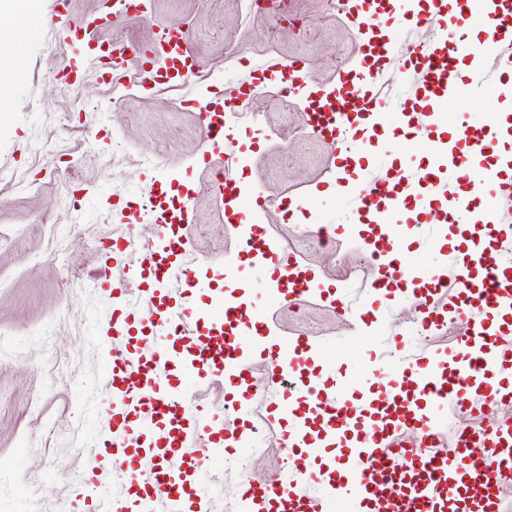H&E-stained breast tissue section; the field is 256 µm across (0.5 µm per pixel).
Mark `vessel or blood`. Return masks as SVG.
Returning a JSON list of instances; mask_svg holds the SVG:
<instances>
[{"label":"vessel or blood","mask_w":512,"mask_h":512,"mask_svg":"<svg viewBox=\"0 0 512 512\" xmlns=\"http://www.w3.org/2000/svg\"><path fill=\"white\" fill-rule=\"evenodd\" d=\"M404 0H353L348 17L361 38L362 59L356 69L340 77L336 85L317 87L305 99L308 126L330 143L341 141L347 127L361 128L376 136L382 123L395 128L411 124V115L401 109L386 113L374 92V84L393 54H400L405 69L421 74L415 91L424 104L423 115L429 125L444 120L442 104L465 97L472 89L495 85L497 96L512 98V80H497L475 65L474 77L461 83L455 62L462 52L478 56V48L467 47L458 36L459 28L480 30L485 42L512 45V0H484L481 10L469 7V0H419L417 23L438 18L449 32L429 46L408 45L396 48L391 28L395 8ZM146 18L143 0H104L95 15L70 20V27L82 34V61L67 58L59 72L67 79L77 78L81 62L107 59L101 72L103 82L117 84L125 77L128 45L102 44L101 30L114 17ZM199 67L188 33L181 29H163L154 46L134 74L141 86L185 84ZM263 83L277 92H294L304 82V67L293 60L265 70ZM202 132L212 151H233L227 135L218 133L224 122V106L210 102L203 106ZM512 128L499 123L471 127L464 132V144L455 139L434 140L429 145L425 180L447 176L454 193L449 204L431 208L438 222L453 214L479 213L492 218L497 197L482 199L461 194L463 184L480 179L496 183L502 168L512 166V156L500 152L503 137ZM211 191L218 207L224 208L229 222L247 224L255 220L261 202L246 197L238 180L228 173L215 172ZM192 193L184 187L179 197L167 192L155 194L150 211L159 226L158 242L140 253L136 274L162 284L158 270L170 266L174 257L186 252L181 230L190 221L186 204ZM414 183L403 166H396L392 181L373 183L361 193L360 213L372 216L377 229L367 242L379 275L377 290L399 288L408 280L396 254L401 241L410 233L407 224L396 223L400 212L415 204ZM455 286L444 277H432L430 283L415 288L418 322L436 331L454 324L458 315H466L463 342L468 357L449 360L446 353L435 354L414 373L390 380L379 394L354 402H331L306 389L300 397L307 407L298 414L291 400L278 398L274 413L292 421L288 443L293 454L313 457L322 448H342L347 462L326 466L324 486L329 491L330 512H501L502 483L506 471H512V420L505 418L489 427H465L455 455L439 451V430L429 416L421 414L418 401L449 403L465 408L459 391L469 387L487 405L502 404L506 398L499 386L501 370L512 367V346L503 342L512 329L489 323L490 314L512 317V265L496 255L494 239L471 240L456 246ZM273 264L278 269L272 299L299 302L315 292L317 281L312 272L282 249L276 242L255 237L245 250L241 264L228 266L219 292V303L208 310L198 309L190 296L176 299L173 305L159 309L157 294L144 302L154 318L153 325L164 334L162 350L139 354L140 338L131 324H113V345L105 367L112 388V438L101 451L121 452L129 473H139L144 462H152L155 474L141 483L137 495L144 512H151L155 501H165L168 512H183L188 491H195L196 512H209V496L200 484L204 468L220 465L225 454L241 453L252 440L238 432L219 435V445L199 452L189 446L200 424L188 405L200 373L212 372L233 377L246 385L252 379V365L243 343H265V375L268 383L281 387L285 375L292 374L306 383L310 371L304 360L311 353L328 359L330 350L308 341L291 339L267 343L266 325L260 312L237 293L236 284L246 272ZM449 292L447 307L433 303L436 295ZM174 370L176 384L167 393L156 391L162 371ZM240 512H314L309 497L298 492L281 474L260 480H247L240 497Z\"/></svg>","instance_id":"vessel-or-blood-1"}]
</instances>
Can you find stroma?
<instances>
[{
  "mask_svg": "<svg viewBox=\"0 0 512 512\" xmlns=\"http://www.w3.org/2000/svg\"><path fill=\"white\" fill-rule=\"evenodd\" d=\"M347 10V0H296L294 13L303 21L298 29L248 9L247 0H150L147 19L113 18L103 38L144 51L154 47L162 28L189 33L202 66L179 88L106 86L94 66L84 67L82 81L68 86L56 77L60 62L73 54L68 31L30 24L26 64L0 101V170H18L31 184L22 192L0 180V512H111L128 497L130 478L120 460L112 462L107 498H99L81 474L112 425L105 412L112 392L103 374L101 324L119 306L146 310L135 287L122 302L112 299L109 285L124 277V264L106 261L101 242L127 235L142 246L155 242L158 227L142 209L151 190L194 187L187 249L208 282L192 293L202 308L214 302L210 285L226 262L237 260L248 234L216 207L213 172L227 169L264 197L260 230L311 268L325 292L299 303L268 301L266 268L244 278L240 292L263 312L272 339L305 336L334 346L332 362L310 364L321 395L333 394L338 371L352 374V392H376L396 365H414L444 348L464 357V322L420 335L412 329L410 296L377 295V270L360 245L354 193L337 190L333 148L307 125L309 90L335 84L357 62ZM288 60L302 62L308 83L280 101L256 79ZM245 88L251 96L244 110L257 114V123L232 127L241 145L236 154L210 153L200 133V106L233 100ZM411 89L394 60L375 92L391 111L411 104ZM511 109L512 103L487 90L449 105L447 118L459 134ZM428 145L421 129L381 143L358 132L345 139L346 151L361 164L362 184L385 179L396 163L419 173ZM434 196L426 188L417 214L402 218L415 227L400 255L406 270H449L448 245L460 226L434 223L427 211ZM46 328L52 332L47 345L40 339ZM251 360L247 409H240L230 384L217 374L203 375L193 392L203 429L191 447H207L210 425L255 433L253 451L225 455L221 467L204 472L211 512H238L245 480L297 469L307 475L302 492L318 498L322 461L333 455L329 448L319 460L290 454L288 423L269 407L263 356L255 352ZM428 409L450 453L459 427L488 426L503 417L498 407L474 415L445 403ZM20 452L26 461L17 467L13 460Z\"/></svg>",
  "mask_w": 512,
  "mask_h": 512,
  "instance_id": "stroma-1",
  "label": "stroma"
}]
</instances>
